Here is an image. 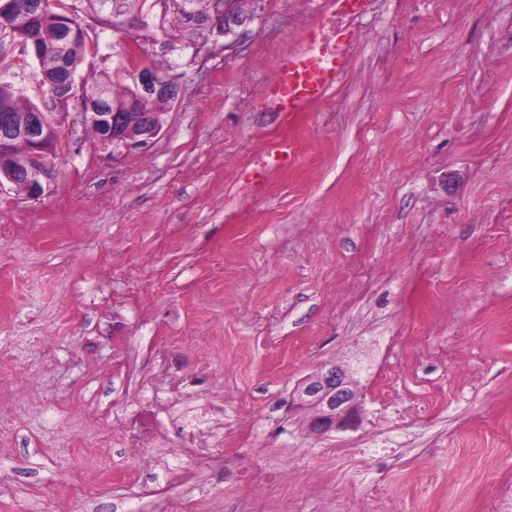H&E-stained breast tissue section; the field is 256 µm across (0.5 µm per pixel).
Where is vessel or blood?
Here are the masks:
<instances>
[{
    "label": "vessel or blood",
    "mask_w": 512,
    "mask_h": 512,
    "mask_svg": "<svg viewBox=\"0 0 512 512\" xmlns=\"http://www.w3.org/2000/svg\"><path fill=\"white\" fill-rule=\"evenodd\" d=\"M345 70L343 57L321 62L313 49L289 55L278 64L277 80L270 93L278 112H299L331 91Z\"/></svg>",
    "instance_id": "obj_1"
}]
</instances>
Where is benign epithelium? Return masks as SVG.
Listing matches in <instances>:
<instances>
[{
    "label": "benign epithelium",
    "instance_id": "7a95c632",
    "mask_svg": "<svg viewBox=\"0 0 512 512\" xmlns=\"http://www.w3.org/2000/svg\"><path fill=\"white\" fill-rule=\"evenodd\" d=\"M48 5L49 0H31L28 16L20 21L12 15L11 0H0V29L18 37L24 51L31 53L37 61L42 54L38 25L48 20L56 25V92L41 96L39 105L25 114L0 113V186L7 182L28 198L43 193L41 177L45 173L47 157L53 153L54 142L61 134L56 107L60 96L77 101L75 113L83 121L98 127L99 141L105 145L138 148L152 142L161 132V122L155 113L132 103L111 102L104 87L90 91L77 83L75 69L67 64L65 48L75 40L96 41L97 31L93 26L74 22L72 10L55 16L49 14ZM145 18L146 14L139 10L124 16L114 15L112 29L136 30L145 26ZM245 21L236 8V0H210L204 14L191 6L187 8L184 27L229 34ZM130 73L136 98L143 103L155 98L175 103L181 98L183 85L178 74L146 67H133ZM18 142L27 146L26 157L22 160L14 153ZM292 406L312 411L308 429L317 436L353 429L361 422L358 382L350 369L340 364H322L301 380L294 389Z\"/></svg>",
    "mask_w": 512,
    "mask_h": 512
}]
</instances>
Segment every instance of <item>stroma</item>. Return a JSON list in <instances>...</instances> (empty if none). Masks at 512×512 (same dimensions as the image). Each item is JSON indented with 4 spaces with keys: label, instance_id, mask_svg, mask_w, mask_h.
<instances>
[{
    "label": "stroma",
    "instance_id": "obj_1",
    "mask_svg": "<svg viewBox=\"0 0 512 512\" xmlns=\"http://www.w3.org/2000/svg\"><path fill=\"white\" fill-rule=\"evenodd\" d=\"M233 34L160 52L182 76L140 150L69 115L44 193L0 186V343L35 373L0 438V512H155L148 489L195 476L223 512H498L512 490V0H370L346 70L300 112L264 96L331 0H240ZM125 34L99 32L81 78H114ZM36 64L0 39V82L38 101ZM283 150L288 165L275 168ZM265 180L254 181L255 172ZM355 370L362 421L312 435L289 395L319 365ZM140 418H131L129 403ZM211 411L222 461L183 447ZM115 429L89 450L71 415ZM378 446L343 486L337 456ZM292 460L254 493L241 471ZM96 500L74 503L95 469Z\"/></svg>",
    "mask_w": 512,
    "mask_h": 512
}]
</instances>
